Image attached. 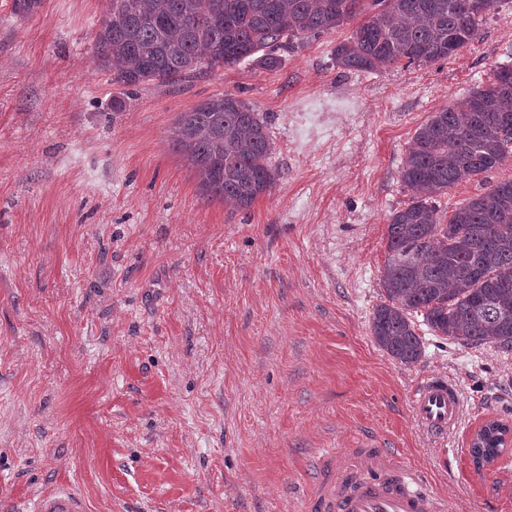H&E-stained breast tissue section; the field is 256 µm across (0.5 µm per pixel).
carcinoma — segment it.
Wrapping results in <instances>:
<instances>
[{
  "label": "carcinoma",
  "mask_w": 512,
  "mask_h": 512,
  "mask_svg": "<svg viewBox=\"0 0 512 512\" xmlns=\"http://www.w3.org/2000/svg\"><path fill=\"white\" fill-rule=\"evenodd\" d=\"M92 51L112 82L126 87L175 83L189 75L251 61L280 63L284 43L334 29L362 13L364 0H107ZM382 9L336 46V64L378 71L399 62L423 65L451 56L478 34L502 0L478 13L461 0H374ZM42 0H13L28 16ZM512 118V66L470 92L461 105L433 113L412 137L401 167L410 203L386 228L381 277L385 301L371 317V336L393 359L424 354L415 318L431 333L477 347L512 350V180L440 213L438 197L487 172L512 154L505 117ZM172 149L194 169L203 196L237 209L272 191L277 171L265 119L231 94L180 113Z\"/></svg>",
  "instance_id": "1"
}]
</instances>
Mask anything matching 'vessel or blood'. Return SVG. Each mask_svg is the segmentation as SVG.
I'll return each mask as SVG.
<instances>
[{
	"label": "vessel or blood",
	"mask_w": 512,
	"mask_h": 512,
	"mask_svg": "<svg viewBox=\"0 0 512 512\" xmlns=\"http://www.w3.org/2000/svg\"><path fill=\"white\" fill-rule=\"evenodd\" d=\"M418 422L435 435L458 423L462 402L452 379L425 378L414 395ZM316 489L308 512H448L447 502L399 452L376 444L325 451L316 461ZM34 512H84L82 500L62 487L41 494Z\"/></svg>",
	"instance_id": "vessel-or-blood-1"
}]
</instances>
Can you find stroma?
Listing matches in <instances>:
<instances>
[{"label": "stroma", "mask_w": 512, "mask_h": 512, "mask_svg": "<svg viewBox=\"0 0 512 512\" xmlns=\"http://www.w3.org/2000/svg\"><path fill=\"white\" fill-rule=\"evenodd\" d=\"M107 0H0V512L69 487L87 512H306L313 458L378 440L451 512H512V451L467 448L512 423V351L430 335L399 363L374 343L391 213L418 127L512 64V0L456 55L365 72L334 51L365 14L253 63L136 90L91 50ZM232 94L264 117L279 177L250 209L205 201L176 116ZM512 180V157L449 189ZM445 375L444 438L414 414ZM413 410L428 432L447 434L456 426L462 412L458 385L447 376L425 378L414 394Z\"/></svg>", "instance_id": "1"}]
</instances>
